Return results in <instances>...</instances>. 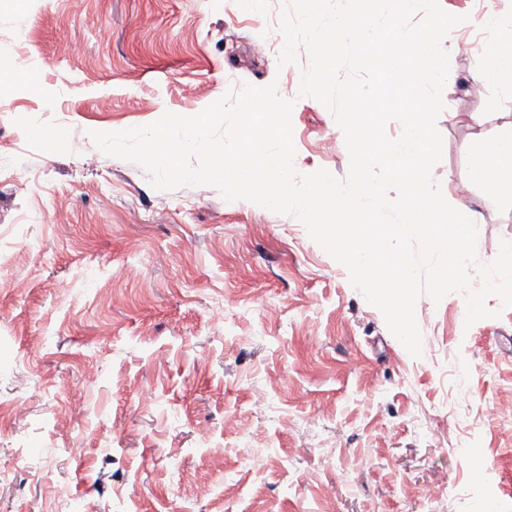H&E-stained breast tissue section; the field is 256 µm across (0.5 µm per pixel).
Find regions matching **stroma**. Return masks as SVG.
<instances>
[{
	"label": "stroma",
	"instance_id": "35a3bbf8",
	"mask_svg": "<svg viewBox=\"0 0 512 512\" xmlns=\"http://www.w3.org/2000/svg\"><path fill=\"white\" fill-rule=\"evenodd\" d=\"M440 4L465 18L455 37L512 48V27L484 25L512 0ZM282 7L0 0V58L18 63L0 81V512H512V423L492 417L512 402V308L489 298L500 316L469 326L462 294L421 295L412 356L297 219L154 189L91 137L274 82L296 169L346 179L343 131L299 94L307 51L277 66ZM445 46L432 176L488 263L512 199L474 181L472 151L512 126V95Z\"/></svg>",
	"mask_w": 512,
	"mask_h": 512
}]
</instances>
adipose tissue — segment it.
I'll return each mask as SVG.
<instances>
[{
  "mask_svg": "<svg viewBox=\"0 0 512 512\" xmlns=\"http://www.w3.org/2000/svg\"><path fill=\"white\" fill-rule=\"evenodd\" d=\"M473 174L497 195L512 194V128L481 140L476 148Z\"/></svg>",
  "mask_w": 512,
  "mask_h": 512,
  "instance_id": "obj_1",
  "label": "adipose tissue"
}]
</instances>
